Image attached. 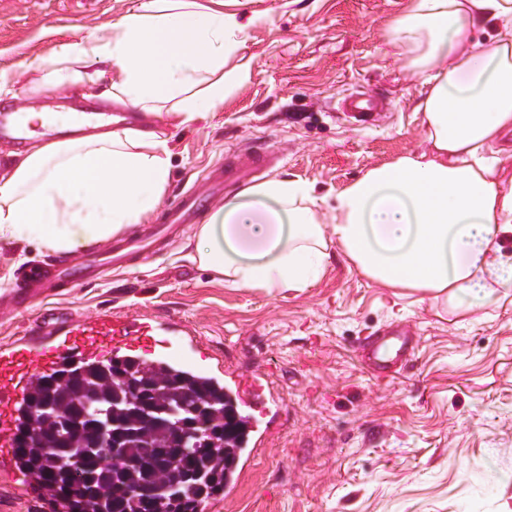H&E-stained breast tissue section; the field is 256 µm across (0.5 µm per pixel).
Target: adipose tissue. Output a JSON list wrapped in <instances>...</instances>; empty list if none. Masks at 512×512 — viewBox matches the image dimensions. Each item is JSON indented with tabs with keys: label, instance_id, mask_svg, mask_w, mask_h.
I'll return each mask as SVG.
<instances>
[{
	"label": "adipose tissue",
	"instance_id": "obj_1",
	"mask_svg": "<svg viewBox=\"0 0 512 512\" xmlns=\"http://www.w3.org/2000/svg\"><path fill=\"white\" fill-rule=\"evenodd\" d=\"M239 0H140L101 33L64 46L43 84L106 79L108 99L138 112L169 105L181 123L207 117L246 66L225 70L245 28ZM493 28L490 46L474 42ZM427 71L417 110L429 144L369 168L337 191L317 223L309 183L245 189L199 225L192 260L241 288L296 291L323 276L331 247L387 288L483 305L512 290V176L487 159L512 130V0H411L394 25ZM171 150L158 130L86 131L0 159V245L76 254L149 223Z\"/></svg>",
	"mask_w": 512,
	"mask_h": 512
}]
</instances>
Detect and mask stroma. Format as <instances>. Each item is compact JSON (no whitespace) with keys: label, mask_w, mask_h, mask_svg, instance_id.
Wrapping results in <instances>:
<instances>
[{"label":"stroma","mask_w":512,"mask_h":512,"mask_svg":"<svg viewBox=\"0 0 512 512\" xmlns=\"http://www.w3.org/2000/svg\"><path fill=\"white\" fill-rule=\"evenodd\" d=\"M138 0H0V105L106 111L83 85L40 83L63 47L91 35ZM410 0H248L251 21L226 64L249 76L207 118L179 124L159 113L172 152L154 223L181 192L204 190L228 152L263 146L278 156L263 180H306L326 200L367 169L427 149L421 115L425 73L395 48L392 23ZM377 94L375 124L336 116L345 95ZM195 228L147 260L44 300L77 317L104 308L187 320L226 365L268 372L282 410L232 498L203 512H504L512 508V291L472 309L445 296L384 288L340 252L299 292L237 288L189 257ZM56 256L0 249V289ZM405 324L410 361L391 378L356 358L359 336Z\"/></svg>","instance_id":"35a3bbf8"}]
</instances>
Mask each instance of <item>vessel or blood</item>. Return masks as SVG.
<instances>
[{
  "mask_svg": "<svg viewBox=\"0 0 512 512\" xmlns=\"http://www.w3.org/2000/svg\"><path fill=\"white\" fill-rule=\"evenodd\" d=\"M383 108V99L365 93L345 96L340 103L341 111L360 123L367 122ZM0 137L19 146L26 143L28 127L22 113H0ZM273 161V153L261 149L225 155L223 166L211 172L213 192L182 193L170 204L167 223L117 239L109 250L90 248L77 261L31 273L28 287L15 290L12 309L31 306L36 299L47 298L63 288L92 283L104 268L121 267L134 258L151 257L159 244L180 226L197 223L224 187L249 181L253 173L269 167ZM201 345L194 327L172 317L161 320L149 313L127 315L108 309L82 319L68 313L37 316L23 336L0 344V466L7 468L9 476H17L13 461L15 419L32 382L40 375L53 372L69 361L98 362L111 353L141 351L151 354L154 363H170L190 370L194 367L192 355ZM413 349L410 331L396 327L366 337L357 351L366 368L384 379L396 365L410 359ZM231 378L237 384V394L244 406L262 415L268 413L275 399L265 393L270 384L267 374L249 378L235 372Z\"/></svg>",
  "mask_w": 512,
  "mask_h": 512,
  "instance_id": "obj_1",
  "label": "vessel or blood"
}]
</instances>
